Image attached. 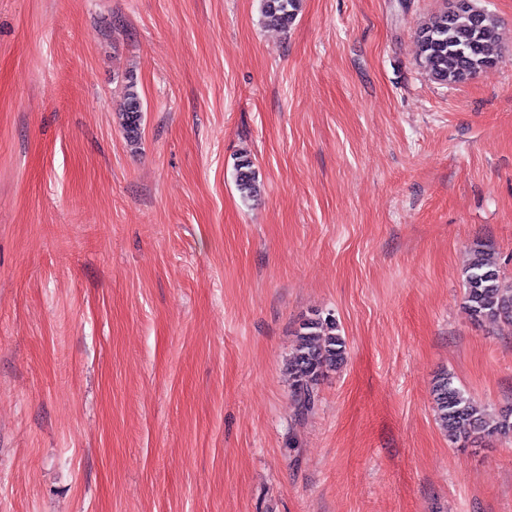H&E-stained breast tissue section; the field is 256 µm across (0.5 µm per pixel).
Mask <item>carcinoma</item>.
Listing matches in <instances>:
<instances>
[{
	"instance_id": "carcinoma-1",
	"label": "carcinoma",
	"mask_w": 512,
	"mask_h": 512,
	"mask_svg": "<svg viewBox=\"0 0 512 512\" xmlns=\"http://www.w3.org/2000/svg\"><path fill=\"white\" fill-rule=\"evenodd\" d=\"M299 0H260L261 24L286 31L295 20ZM417 55L426 71L441 84L462 83L493 65L502 47V36L493 16L466 10L432 14L416 33ZM120 112L126 139L139 141L142 102L134 75L126 76ZM235 186L244 200L258 196L261 184L250 156L242 155L234 166ZM465 303L476 321L512 322V287L504 286L501 270L491 249L482 243L471 248L464 269ZM346 345L336 319L330 315L305 319L296 332L287 369L295 397L296 415L314 407L315 389L321 377L344 360ZM434 408L448 440L466 442L475 434L512 436V410L489 420L485 410L448 373H441L432 388Z\"/></svg>"
}]
</instances>
